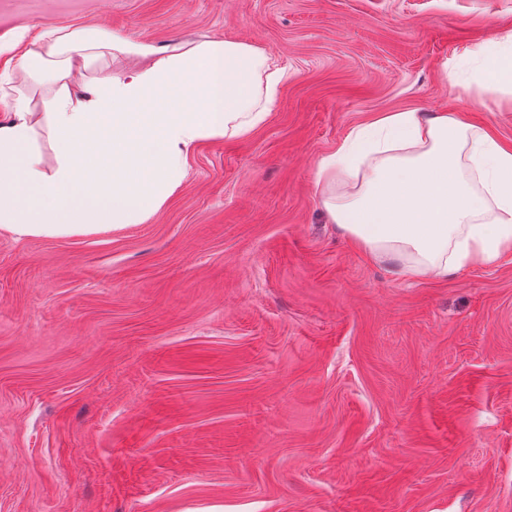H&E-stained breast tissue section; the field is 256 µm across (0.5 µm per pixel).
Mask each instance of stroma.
<instances>
[{
	"instance_id": "stroma-1",
	"label": "stroma",
	"mask_w": 512,
	"mask_h": 512,
	"mask_svg": "<svg viewBox=\"0 0 512 512\" xmlns=\"http://www.w3.org/2000/svg\"><path fill=\"white\" fill-rule=\"evenodd\" d=\"M83 27L286 80L146 223L0 233V512H512V255L396 278L314 188L383 112L512 146V87L462 86L512 0H0V56Z\"/></svg>"
}]
</instances>
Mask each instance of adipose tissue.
Masks as SVG:
<instances>
[{
  "label": "adipose tissue",
  "instance_id": "1",
  "mask_svg": "<svg viewBox=\"0 0 512 512\" xmlns=\"http://www.w3.org/2000/svg\"><path fill=\"white\" fill-rule=\"evenodd\" d=\"M117 49L133 58L118 75ZM13 51L0 66L16 73L0 90V232L25 238L147 222L183 184L191 149L262 126L283 78L242 42L206 40L159 57L71 29L39 32ZM315 191L330 222L401 279H442L512 254V148L458 115H379L320 160Z\"/></svg>",
  "mask_w": 512,
  "mask_h": 512
}]
</instances>
